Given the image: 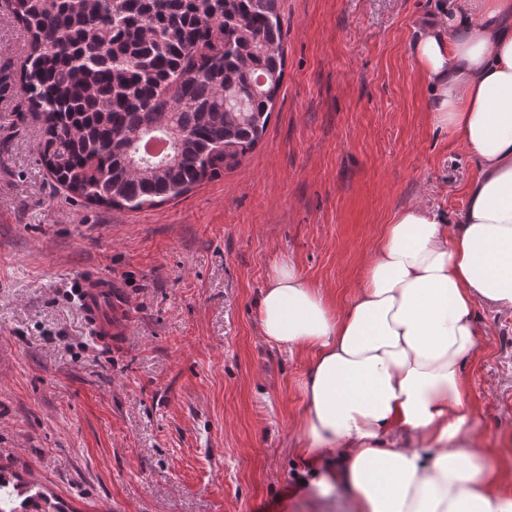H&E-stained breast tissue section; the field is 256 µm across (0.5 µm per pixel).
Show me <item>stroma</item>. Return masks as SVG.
<instances>
[{"label":"stroma","instance_id":"obj_1","mask_svg":"<svg viewBox=\"0 0 512 512\" xmlns=\"http://www.w3.org/2000/svg\"><path fill=\"white\" fill-rule=\"evenodd\" d=\"M444 0H280L285 70L245 157L180 197L106 209L57 189L39 119L0 93V470L73 512H351L288 436L311 356L260 333L291 260L344 296L402 207L453 214L478 174L436 126L413 47ZM26 34L0 4V74ZM112 283L99 343L74 288ZM467 368L488 447L512 436V311L476 308Z\"/></svg>","mask_w":512,"mask_h":512}]
</instances>
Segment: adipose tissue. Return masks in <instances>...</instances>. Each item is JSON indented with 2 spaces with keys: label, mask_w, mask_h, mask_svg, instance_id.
Masks as SVG:
<instances>
[{
  "label": "adipose tissue",
  "mask_w": 512,
  "mask_h": 512,
  "mask_svg": "<svg viewBox=\"0 0 512 512\" xmlns=\"http://www.w3.org/2000/svg\"><path fill=\"white\" fill-rule=\"evenodd\" d=\"M413 53L437 125L480 174L455 220L397 211L335 308L292 262L260 293L262 335L313 356L295 443L308 486L356 512H512V474L477 432L465 367L476 307L512 309V0H448Z\"/></svg>",
  "instance_id": "1"
}]
</instances>
